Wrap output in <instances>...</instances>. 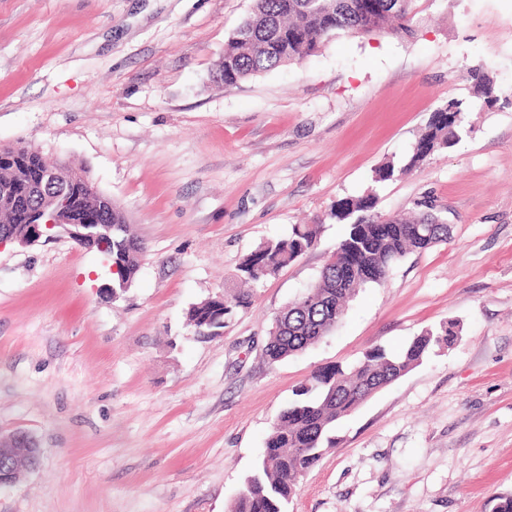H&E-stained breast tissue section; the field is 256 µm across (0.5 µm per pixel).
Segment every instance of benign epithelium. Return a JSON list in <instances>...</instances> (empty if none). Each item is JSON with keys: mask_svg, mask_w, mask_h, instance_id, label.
<instances>
[{"mask_svg": "<svg viewBox=\"0 0 512 512\" xmlns=\"http://www.w3.org/2000/svg\"><path fill=\"white\" fill-rule=\"evenodd\" d=\"M85 180L77 169H66L58 164L49 163L41 175L34 192L41 194L36 211L28 218V226L22 232L7 228L0 232V244L18 241L36 242L49 231L58 228L79 242L91 235L89 226L79 223L76 214L66 206L67 193L46 194L45 186H64ZM41 448L32 435L17 430L7 437H0V487L19 482L24 472L33 469L39 462Z\"/></svg>", "mask_w": 512, "mask_h": 512, "instance_id": "obj_1", "label": "benign epithelium"}]
</instances>
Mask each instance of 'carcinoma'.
<instances>
[{"label": "carcinoma", "instance_id": "carcinoma-1", "mask_svg": "<svg viewBox=\"0 0 512 512\" xmlns=\"http://www.w3.org/2000/svg\"><path fill=\"white\" fill-rule=\"evenodd\" d=\"M414 0H253L249 15L224 46L218 75L233 85L282 66L301 63L320 45L342 35H372L395 27L410 35ZM462 104L450 102L430 116L421 131L406 168L419 166L433 151L455 146L461 140ZM47 159L26 146L0 149V195L4 191L29 196L39 181ZM89 223L112 225L111 239L94 250L119 259L122 277L132 285L139 269L143 243L125 214L97 195L83 196ZM371 195L347 198L336 204L333 216L349 224V232L324 264L315 283L276 316L264 355L271 363L296 355L320 342L341 320L345 306L358 290L378 284L392 266L407 254L448 241V225L431 214L407 221L389 218L377 223ZM424 235L411 232L415 226ZM316 229L295 224L283 238L261 244L239 265L245 283L268 278L311 249ZM252 294L241 292L232 301L215 297L191 307L188 324L193 334L207 339L216 323L246 308ZM455 332L443 325L415 337L403 350L382 347L367 352L355 365L314 372L294 391L265 442L263 458L235 500L231 512H288L298 478L311 468L323 451L334 447L330 436L336 422L349 416L378 391L419 365L433 349L452 343Z\"/></svg>", "mask_w": 512, "mask_h": 512}]
</instances>
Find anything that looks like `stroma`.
Segmentation results:
<instances>
[{
    "instance_id": "1",
    "label": "stroma",
    "mask_w": 512,
    "mask_h": 512,
    "mask_svg": "<svg viewBox=\"0 0 512 512\" xmlns=\"http://www.w3.org/2000/svg\"><path fill=\"white\" fill-rule=\"evenodd\" d=\"M252 0H0V148L84 169L146 244L132 286L62 234L0 245V436L39 466L0 512H228L302 382L451 325L435 351L336 425L288 512H491L512 495V0H416L413 36L325 42L299 64L214 81ZM499 100L476 107L471 71ZM473 104L458 145L402 165L433 112ZM431 212L448 242L359 290L318 344L262 355L275 315L347 233L338 201ZM295 224L317 243L252 284L223 335L195 304Z\"/></svg>"
}]
</instances>
